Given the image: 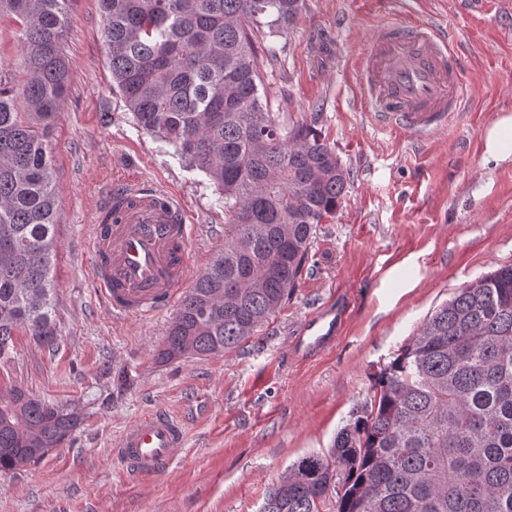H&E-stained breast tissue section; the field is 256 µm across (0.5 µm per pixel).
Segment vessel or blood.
<instances>
[{"instance_id":"1","label":"vessel or blood","mask_w":512,"mask_h":512,"mask_svg":"<svg viewBox=\"0 0 512 512\" xmlns=\"http://www.w3.org/2000/svg\"><path fill=\"white\" fill-rule=\"evenodd\" d=\"M359 68L370 90L368 118L376 128L424 140L445 130L463 107L459 59L433 24L380 27ZM190 235L186 211L172 191L138 178L113 183L97 207L90 270L113 316H148L171 301L187 275ZM346 309L342 301L310 318L297 336L299 350L309 354L324 348ZM183 440L181 422L152 408L122 433L114 454L128 475H157Z\"/></svg>"}]
</instances>
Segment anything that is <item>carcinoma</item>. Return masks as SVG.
I'll list each match as a JSON object with an SVG mask.
<instances>
[{
    "label": "carcinoma",
    "mask_w": 512,
    "mask_h": 512,
    "mask_svg": "<svg viewBox=\"0 0 512 512\" xmlns=\"http://www.w3.org/2000/svg\"><path fill=\"white\" fill-rule=\"evenodd\" d=\"M73 0H0L19 25L23 76L0 69V360L25 332L57 339L56 215L48 142L69 83ZM113 88L137 127L204 172L224 207V250L183 296L160 364L241 347L297 287L316 228L350 171L305 113L270 111L275 49L304 0H99ZM67 405L0 389V472L61 447ZM512 512V264L461 288L374 375L327 456L294 462L260 512Z\"/></svg>",
    "instance_id": "1"
}]
</instances>
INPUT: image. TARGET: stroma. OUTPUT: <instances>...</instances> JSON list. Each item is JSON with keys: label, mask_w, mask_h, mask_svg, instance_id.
Listing matches in <instances>:
<instances>
[{"label": "stroma", "mask_w": 512, "mask_h": 512, "mask_svg": "<svg viewBox=\"0 0 512 512\" xmlns=\"http://www.w3.org/2000/svg\"><path fill=\"white\" fill-rule=\"evenodd\" d=\"M296 25L267 36L279 64L267 81L280 116L314 112L350 169L334 219L318 225L308 268L262 331L240 348L159 364L178 304L118 319L90 282V227L112 180L127 174L174 192L192 224L188 280L224 247V209L206 175L138 128L102 41L98 0H74L64 43L67 96L49 138L57 214L55 320L47 348L16 337L0 387L18 383L82 418L60 448L0 472V512H259L290 465L328 454L371 395L374 374L424 319L468 282L512 263V164L483 160V134L512 113V0H305ZM412 13L460 42L471 97L422 143L371 125L357 62L379 26ZM346 299L330 345L299 355L297 333L319 307ZM180 419L168 469L129 478L113 455L149 407Z\"/></svg>", "instance_id": "stroma-1"}]
</instances>
